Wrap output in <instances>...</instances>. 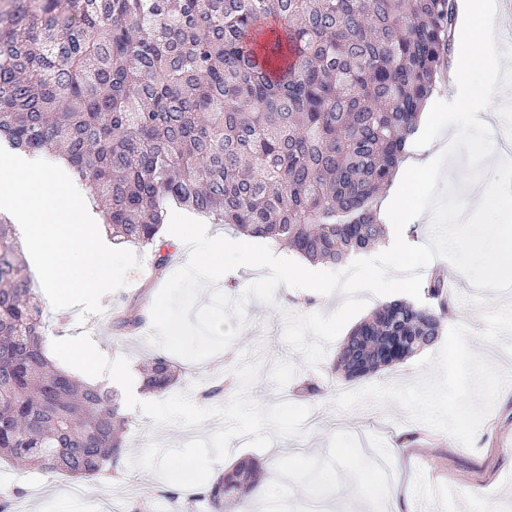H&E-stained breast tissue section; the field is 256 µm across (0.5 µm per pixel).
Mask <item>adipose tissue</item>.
I'll list each match as a JSON object with an SVG mask.
<instances>
[{"label": "adipose tissue", "mask_w": 512, "mask_h": 512, "mask_svg": "<svg viewBox=\"0 0 512 512\" xmlns=\"http://www.w3.org/2000/svg\"><path fill=\"white\" fill-rule=\"evenodd\" d=\"M462 15V39L455 56V92L448 101L447 111L438 112L429 107L422 112L420 123L424 133L419 145L401 165L395 184L381 204L380 217L386 223H405L406 214L396 210L398 199H414L442 180L438 154L431 149L435 131L465 135L479 124L478 109L498 93V75L503 64L490 47L500 23L497 0H464Z\"/></svg>", "instance_id": "1"}]
</instances>
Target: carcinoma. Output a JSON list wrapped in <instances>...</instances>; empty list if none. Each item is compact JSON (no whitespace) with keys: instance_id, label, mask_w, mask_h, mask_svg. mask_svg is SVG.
Returning a JSON list of instances; mask_svg holds the SVG:
<instances>
[{"instance_id":"1","label":"carcinoma","mask_w":512,"mask_h":512,"mask_svg":"<svg viewBox=\"0 0 512 512\" xmlns=\"http://www.w3.org/2000/svg\"><path fill=\"white\" fill-rule=\"evenodd\" d=\"M456 0H0V142L63 163L103 209L115 244L156 268L170 201L314 264L383 242L391 183L439 78ZM365 317L331 371L367 377L436 342L448 277ZM47 325L22 244L0 219V459L74 480L127 456L121 397L46 353ZM182 377L161 353L142 389ZM238 388L198 391L207 401ZM257 457L190 501L230 512L257 491Z\"/></svg>"}]
</instances>
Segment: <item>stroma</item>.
<instances>
[{"instance_id":"stroma-1","label":"stroma","mask_w":512,"mask_h":512,"mask_svg":"<svg viewBox=\"0 0 512 512\" xmlns=\"http://www.w3.org/2000/svg\"><path fill=\"white\" fill-rule=\"evenodd\" d=\"M139 268L127 286L105 294L102 313L79 318L77 311L46 309L48 339L88 333L110 359L127 358L139 367L156 350L150 307L168 279L186 264L184 252L171 254L165 273L155 274L152 256L138 252ZM448 318L439 339L415 356L367 380L330 373L341 346L333 341L318 365L304 363L286 343L287 314L331 313L341 294L324 296L279 286L276 303L246 305V323L225 351L199 363L186 362V375L173 394H192L233 374L245 351L256 352L259 373L252 399L269 406L282 400L310 407L299 436L277 438L269 448L230 443L228 462L249 454L275 460L248 512H305L316 498L321 512H360L365 495L372 512H386L393 493L405 494L413 512H512V294L476 291L455 274ZM319 385L322 398L300 393V382ZM141 402L146 394H139ZM139 406L129 409L126 434L130 456L150 443L180 446L220 428L211 419L194 430L156 426ZM470 405L472 414L453 422L450 411ZM72 480L27 472L0 459V495L12 496L11 512H109L110 501L139 506L141 512H210L185 507L190 490L154 473L123 465L119 473L88 482L75 497Z\"/></svg>"}]
</instances>
